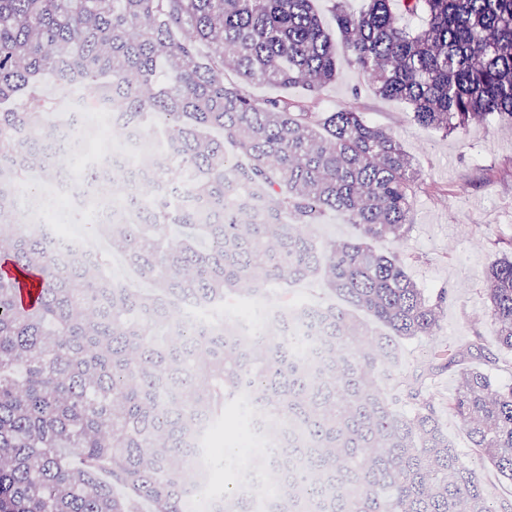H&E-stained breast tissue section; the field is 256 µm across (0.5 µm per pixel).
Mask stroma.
Segmentation results:
<instances>
[{
  "label": "stroma",
  "instance_id": "stroma-1",
  "mask_svg": "<svg viewBox=\"0 0 512 512\" xmlns=\"http://www.w3.org/2000/svg\"><path fill=\"white\" fill-rule=\"evenodd\" d=\"M319 108L363 112L368 121L397 138L417 173L407 234L397 242H377L376 247L397 255L425 294L444 288L451 298L435 335L401 342L396 374L411 376L432 348L452 349L478 336L494 354L488 371L498 381L512 383V351L498 348L497 328L484 298L485 271L497 257L498 245L512 242V124L490 121L442 135L419 125L405 104L376 96L357 67L344 58L339 61L335 82L323 90ZM33 194L43 203L41 223L54 228L70 224L84 235L98 224L94 206L67 208L46 183H38ZM336 301L320 282L311 281L269 287L246 307L254 314L268 306ZM440 421L462 461L481 466L485 491L497 512H512V484L491 466L482 465L479 453L451 414L442 413ZM230 443L238 449L232 458L238 473L264 445L242 421L217 422L216 452H223Z\"/></svg>",
  "mask_w": 512,
  "mask_h": 512
}]
</instances>
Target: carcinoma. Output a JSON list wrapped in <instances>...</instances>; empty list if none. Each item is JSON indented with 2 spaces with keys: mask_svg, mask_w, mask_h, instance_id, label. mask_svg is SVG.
Returning <instances> with one entry per match:
<instances>
[{
  "mask_svg": "<svg viewBox=\"0 0 512 512\" xmlns=\"http://www.w3.org/2000/svg\"><path fill=\"white\" fill-rule=\"evenodd\" d=\"M314 0H0V251L41 272L36 304L0 275V512H184L201 427L250 412L265 435L275 495L263 512H496L481 471L443 430L448 406L471 446L512 482V385L484 368L481 338L437 350L412 379L392 371L397 344L430 336L447 292L427 296L374 243L402 238L414 175L399 141L362 113L316 110L338 51L384 99L452 134L512 122V0H367L334 7L327 34ZM419 16L410 29L399 15ZM236 80L224 82V70ZM76 71L119 128L153 134L168 118L169 159L148 199L125 183L136 221L101 224L152 290L103 276L104 257H70L55 232H21L17 194L30 172L68 181L57 158L71 130L42 140L57 107L41 91ZM255 83L305 94L255 98ZM234 159H229L227 148ZM179 176H171L172 170ZM343 215L359 230L323 243L314 228ZM321 278L346 307H280L244 338L219 313L164 335L175 302L240 304L269 285ZM501 349L512 350V258L486 273ZM316 330L320 357L301 355ZM454 367L437 402L426 381ZM390 381L383 390L375 382ZM209 512H256L238 485Z\"/></svg>",
  "mask_w": 512,
  "mask_h": 512,
  "instance_id": "1",
  "label": "carcinoma"
}]
</instances>
